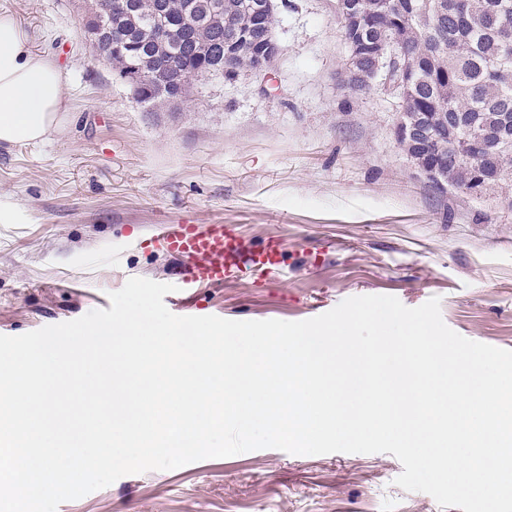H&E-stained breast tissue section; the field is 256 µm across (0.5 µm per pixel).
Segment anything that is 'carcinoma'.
<instances>
[{
  "mask_svg": "<svg viewBox=\"0 0 512 512\" xmlns=\"http://www.w3.org/2000/svg\"><path fill=\"white\" fill-rule=\"evenodd\" d=\"M144 20L132 25L117 14H93L87 32L124 31L125 41L89 38L96 57L109 58L118 71L141 62L145 51L170 60L169 91L160 92L155 79L144 81L137 98L149 107L187 98L197 72L208 70L215 77L232 78L253 65V46L241 45L230 69L216 67L224 55V41L238 20L252 21L247 14L250 0H224V24H185L188 11L204 18L214 0H137ZM428 0H357L365 9L368 34L378 39L380 26L390 23L399 50L416 57L420 80L406 95L410 120L439 137L442 154L428 157L437 164L441 179L469 193L475 169L481 170V194L502 189L512 181V145L502 147L499 138L512 137V0H437L439 14L427 13ZM181 24L178 55L153 43L152 29L165 23ZM413 159L431 151L429 139L401 143Z\"/></svg>",
  "mask_w": 512,
  "mask_h": 512,
  "instance_id": "carcinoma-1",
  "label": "carcinoma"
}]
</instances>
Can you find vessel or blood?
Listing matches in <instances>:
<instances>
[{
    "instance_id": "vessel-or-blood-1",
    "label": "vessel or blood",
    "mask_w": 512,
    "mask_h": 512,
    "mask_svg": "<svg viewBox=\"0 0 512 512\" xmlns=\"http://www.w3.org/2000/svg\"><path fill=\"white\" fill-rule=\"evenodd\" d=\"M149 244L180 262L175 285L185 293L243 279L257 288L268 287L281 275L286 249L281 238H270L258 248L237 225L203 224L190 215L164 225Z\"/></svg>"
}]
</instances>
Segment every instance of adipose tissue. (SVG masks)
Returning a JSON list of instances; mask_svg holds the SVG:
<instances>
[{"label": "adipose tissue", "instance_id": "ef3b65f1", "mask_svg": "<svg viewBox=\"0 0 512 512\" xmlns=\"http://www.w3.org/2000/svg\"><path fill=\"white\" fill-rule=\"evenodd\" d=\"M68 111L57 62L35 53L14 17L0 14V146L33 144L62 134Z\"/></svg>", "mask_w": 512, "mask_h": 512}]
</instances>
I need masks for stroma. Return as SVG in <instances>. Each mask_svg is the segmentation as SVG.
<instances>
[{
    "instance_id": "obj_1",
    "label": "stroma",
    "mask_w": 512,
    "mask_h": 512,
    "mask_svg": "<svg viewBox=\"0 0 512 512\" xmlns=\"http://www.w3.org/2000/svg\"><path fill=\"white\" fill-rule=\"evenodd\" d=\"M34 51L62 66L64 134L0 149V335L110 309L132 277L171 283L176 260L131 239L183 214L286 238L280 278L164 296L178 316L302 321L346 298L441 300L461 336L512 350V189L440 191L394 135V100L357 95L336 0H288L270 79L202 77L143 111L95 59L83 0H0ZM392 455L260 449L130 474L57 512H460L396 485Z\"/></svg>"
}]
</instances>
